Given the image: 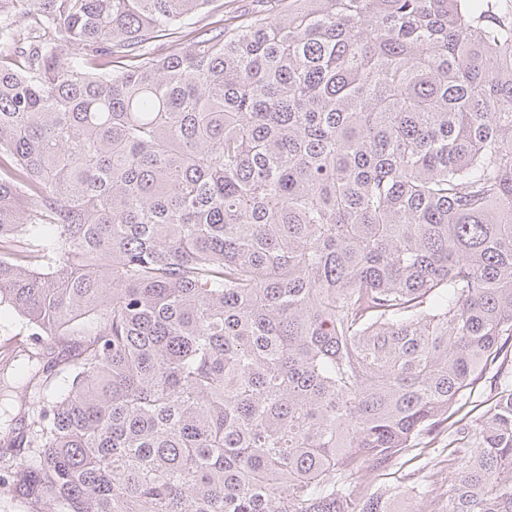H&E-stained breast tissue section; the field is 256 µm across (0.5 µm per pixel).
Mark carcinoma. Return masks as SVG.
<instances>
[{
	"mask_svg": "<svg viewBox=\"0 0 512 512\" xmlns=\"http://www.w3.org/2000/svg\"><path fill=\"white\" fill-rule=\"evenodd\" d=\"M24 0L0 61V428L38 512H415L359 491L512 357V0ZM69 45L81 53L67 62ZM497 365L496 375L502 376ZM446 512H512V386ZM30 332L22 327L17 316L10 313L0 317V359L10 355L17 343Z\"/></svg>",
	"mask_w": 512,
	"mask_h": 512,
	"instance_id": "cac0c4a2",
	"label": "carcinoma"
}]
</instances>
